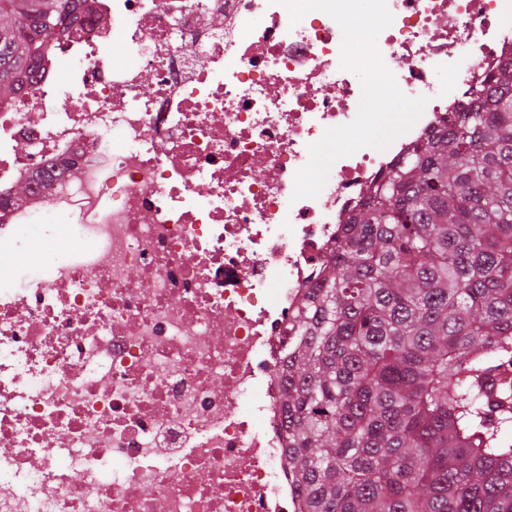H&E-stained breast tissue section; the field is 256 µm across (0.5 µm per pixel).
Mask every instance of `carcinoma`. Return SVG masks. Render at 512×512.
<instances>
[{
    "label": "carcinoma",
    "instance_id": "cac0c4a2",
    "mask_svg": "<svg viewBox=\"0 0 512 512\" xmlns=\"http://www.w3.org/2000/svg\"><path fill=\"white\" fill-rule=\"evenodd\" d=\"M83 0H0V100ZM372 186L288 332L299 512H512V65Z\"/></svg>",
    "mask_w": 512,
    "mask_h": 512
}]
</instances>
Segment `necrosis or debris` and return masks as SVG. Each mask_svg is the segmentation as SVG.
I'll list each match as a JSON object with an SVG mask.
<instances>
[{
    "label": "necrosis or debris",
    "instance_id": "1",
    "mask_svg": "<svg viewBox=\"0 0 512 512\" xmlns=\"http://www.w3.org/2000/svg\"><path fill=\"white\" fill-rule=\"evenodd\" d=\"M387 4L377 52L428 103L297 201L361 99L328 14L87 0L49 36L0 101V512H298L279 395L299 303L367 188L512 63V0Z\"/></svg>",
    "mask_w": 512,
    "mask_h": 512
}]
</instances>
